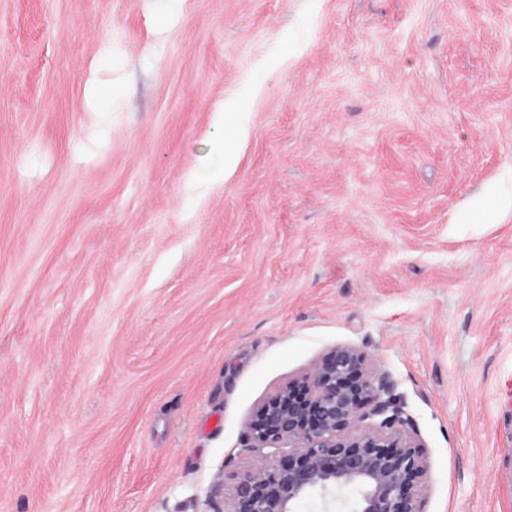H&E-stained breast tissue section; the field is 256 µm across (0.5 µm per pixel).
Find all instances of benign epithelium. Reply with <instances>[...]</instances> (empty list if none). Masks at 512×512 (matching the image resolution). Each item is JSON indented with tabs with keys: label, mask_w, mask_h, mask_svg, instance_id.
<instances>
[{
	"label": "benign epithelium",
	"mask_w": 512,
	"mask_h": 512,
	"mask_svg": "<svg viewBox=\"0 0 512 512\" xmlns=\"http://www.w3.org/2000/svg\"><path fill=\"white\" fill-rule=\"evenodd\" d=\"M253 464L214 512H297L317 494L354 489L352 512H426L425 445L397 382L369 355L337 346L244 424Z\"/></svg>",
	"instance_id": "obj_1"
}]
</instances>
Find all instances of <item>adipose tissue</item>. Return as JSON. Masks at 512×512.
Returning a JSON list of instances; mask_svg holds the SVG:
<instances>
[{
	"mask_svg": "<svg viewBox=\"0 0 512 512\" xmlns=\"http://www.w3.org/2000/svg\"><path fill=\"white\" fill-rule=\"evenodd\" d=\"M248 137V127L236 105H226L217 113L212 133L210 165L203 178L213 182L234 172L242 144Z\"/></svg>",
	"mask_w": 512,
	"mask_h": 512,
	"instance_id": "1",
	"label": "adipose tissue"
}]
</instances>
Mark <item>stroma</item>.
<instances>
[{
  "label": "stroma",
  "instance_id": "1",
  "mask_svg": "<svg viewBox=\"0 0 512 512\" xmlns=\"http://www.w3.org/2000/svg\"><path fill=\"white\" fill-rule=\"evenodd\" d=\"M339 345L512 512V0H0V512H211ZM217 112L212 133L210 165L201 175L202 179L209 182L224 180V176L234 172L241 146L248 137L243 112H239L235 104L222 106ZM229 125L233 127L232 135L226 132Z\"/></svg>",
  "mask_w": 512,
  "mask_h": 512
}]
</instances>
